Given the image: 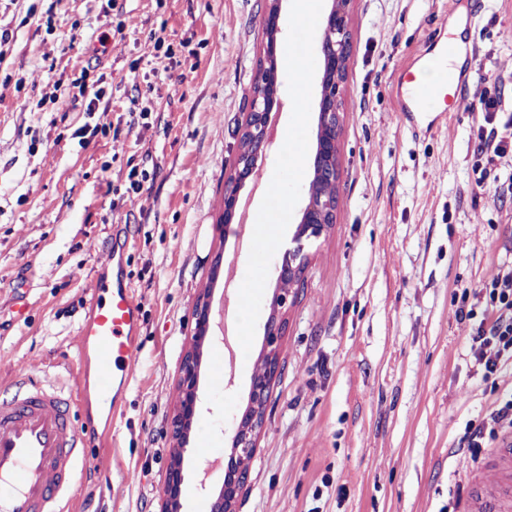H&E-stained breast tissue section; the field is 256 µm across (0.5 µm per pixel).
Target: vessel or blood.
<instances>
[{
    "label": "vessel or blood",
    "mask_w": 512,
    "mask_h": 512,
    "mask_svg": "<svg viewBox=\"0 0 512 512\" xmlns=\"http://www.w3.org/2000/svg\"><path fill=\"white\" fill-rule=\"evenodd\" d=\"M459 43L434 37L429 47L402 66L396 77L398 110L407 121L433 115L446 121L454 111L471 65L449 70L462 55ZM140 306L120 270L98 280L80 326L82 377L76 396L48 388L29 377L13 393L0 394V512H68L78 467L95 434L79 425L76 410L90 399L117 408L139 358ZM498 480L493 491L475 486L468 512H512V431L493 452Z\"/></svg>",
    "instance_id": "b4317fda"
}]
</instances>
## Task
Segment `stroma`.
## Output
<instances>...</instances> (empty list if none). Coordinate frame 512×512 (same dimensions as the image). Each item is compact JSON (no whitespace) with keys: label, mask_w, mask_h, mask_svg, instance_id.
<instances>
[{"label":"stroma","mask_w":512,"mask_h":512,"mask_svg":"<svg viewBox=\"0 0 512 512\" xmlns=\"http://www.w3.org/2000/svg\"><path fill=\"white\" fill-rule=\"evenodd\" d=\"M268 0H0V388L27 372L75 390L80 325L118 249L141 305V361L121 410L90 413L94 440L78 470L69 512H160L170 461L178 368L190 349L204 288L230 297L252 329L233 346L206 347L221 381L202 374L201 413L184 457L223 458L247 402L275 287L274 265L300 220L310 174L289 179L288 147L257 162L256 213L286 197L278 236L246 228L223 240L224 179L264 59ZM475 64L447 123L406 125L396 110L398 68L449 23ZM123 33H116V26ZM336 222L313 247L304 285L288 310L246 491L237 512H466L476 479L492 482L497 438L479 452L463 440L512 394V366L484 380L470 349L473 326L457 298L475 294L512 264V151L474 167L481 102L500 99L494 127L512 117V0H352ZM110 32L99 42L101 32ZM171 43L153 56L150 36ZM276 119L285 133L298 92L285 60ZM104 112L87 111L97 90ZM153 112L140 118L139 105ZM96 128L89 141L82 126ZM150 179L128 199L127 175ZM230 283L211 282L215 260ZM26 318H18L20 305ZM112 484L101 489L102 474Z\"/></svg>","instance_id":"35a3bbf8"}]
</instances>
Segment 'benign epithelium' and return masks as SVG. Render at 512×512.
Segmentation results:
<instances>
[{
  "instance_id": "1",
  "label": "benign epithelium",
  "mask_w": 512,
  "mask_h": 512,
  "mask_svg": "<svg viewBox=\"0 0 512 512\" xmlns=\"http://www.w3.org/2000/svg\"><path fill=\"white\" fill-rule=\"evenodd\" d=\"M351 0H333L326 18L321 41L322 82L317 109L316 148L312 161V179L300 222L276 267L277 288L264 325L262 362L264 370L250 378L248 402L235 419L229 454L224 457V481L214 494L210 512H236L245 489L259 436L266 425V411L271 384L278 373L283 338L288 327V309L293 289L299 286L311 262L312 245L336 223L337 193L329 194L318 186L336 188L339 178V138L342 128V106L346 94V68L350 47L348 15ZM265 29L273 31L266 44L265 55L277 57V44L282 33L281 0H271L262 18ZM277 64H264L258 71L246 113L239 150L232 171L224 182L222 224L218 229L224 238L238 235L234 224L236 210L246 180L253 174L259 157L273 142L270 114L279 99L265 96L264 87L279 88ZM195 332L192 347L183 356L178 369L179 401L170 421L171 461L162 487L161 512H182L186 492L183 454L189 442L192 424L199 413L198 396L201 374V350L211 339L213 319L212 289L199 296L195 309Z\"/></svg>"
}]
</instances>
